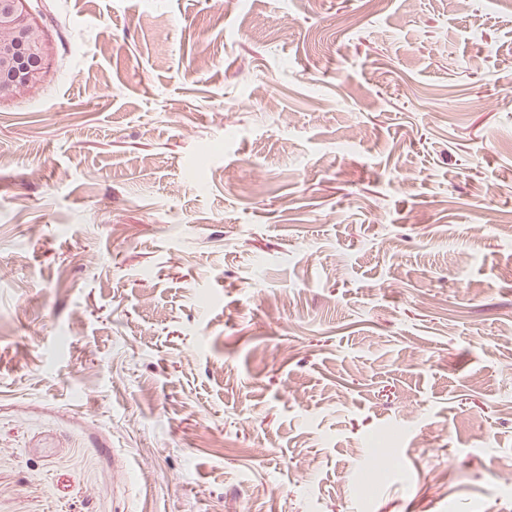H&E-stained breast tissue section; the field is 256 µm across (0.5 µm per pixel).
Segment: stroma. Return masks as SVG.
<instances>
[{"label":"stroma","instance_id":"obj_1","mask_svg":"<svg viewBox=\"0 0 512 512\" xmlns=\"http://www.w3.org/2000/svg\"><path fill=\"white\" fill-rule=\"evenodd\" d=\"M28 5L0 512H512V0Z\"/></svg>","mask_w":512,"mask_h":512}]
</instances>
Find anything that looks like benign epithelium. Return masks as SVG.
Masks as SVG:
<instances>
[{
  "instance_id": "benign-epithelium-1",
  "label": "benign epithelium",
  "mask_w": 512,
  "mask_h": 512,
  "mask_svg": "<svg viewBox=\"0 0 512 512\" xmlns=\"http://www.w3.org/2000/svg\"><path fill=\"white\" fill-rule=\"evenodd\" d=\"M47 59L48 46L27 0H0V100L39 86Z\"/></svg>"
}]
</instances>
